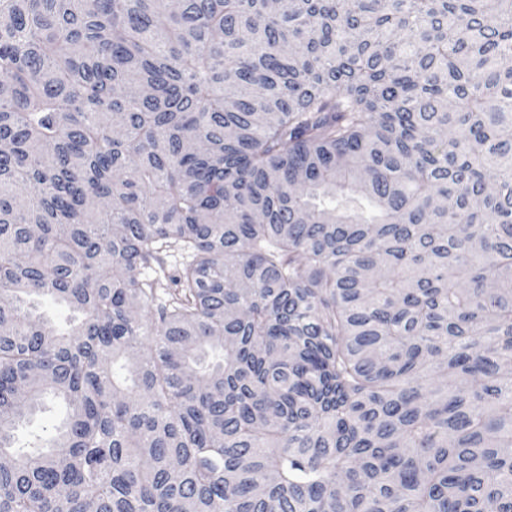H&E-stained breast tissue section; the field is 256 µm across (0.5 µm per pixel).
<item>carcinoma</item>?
I'll list each match as a JSON object with an SVG mask.
<instances>
[{"mask_svg": "<svg viewBox=\"0 0 512 512\" xmlns=\"http://www.w3.org/2000/svg\"><path fill=\"white\" fill-rule=\"evenodd\" d=\"M1 454L0 512H512V0H0ZM160 257V264L153 262L150 267L143 270L144 276L150 278L156 277V273L160 271V266L163 267L166 275H174L187 260L186 255L175 247L169 248L167 251L163 252ZM64 409L59 404H52L40 414L32 424L23 430L20 434V438L25 440L28 438L30 433L47 435L53 432L54 427L57 426L60 419L62 418Z\"/></svg>", "mask_w": 512, "mask_h": 512, "instance_id": "obj_1", "label": "carcinoma"}]
</instances>
